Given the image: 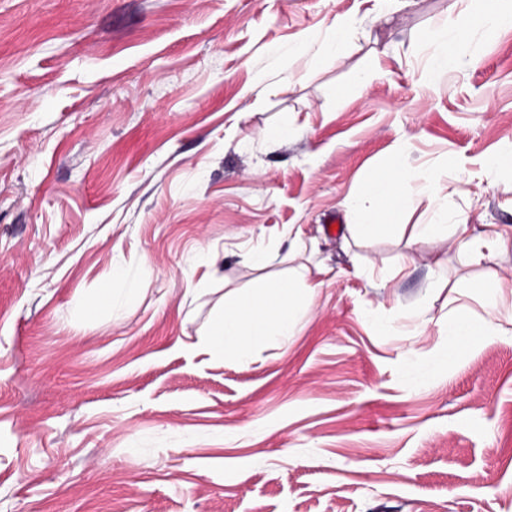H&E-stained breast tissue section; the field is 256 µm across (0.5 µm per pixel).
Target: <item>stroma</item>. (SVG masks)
Listing matches in <instances>:
<instances>
[{
	"label": "stroma",
	"instance_id": "obj_1",
	"mask_svg": "<svg viewBox=\"0 0 512 512\" xmlns=\"http://www.w3.org/2000/svg\"><path fill=\"white\" fill-rule=\"evenodd\" d=\"M453 2L0 0V512H512V333L445 359L479 284L512 316V248L450 231L512 234V30L424 83ZM395 157L412 204L354 240ZM257 246L324 283L211 353ZM454 231L458 236V246L460 253H468L470 256H481L482 247L494 249H505L508 245L512 246L511 238L505 237L501 232L496 229H489L486 231L485 237L479 239H467L465 233L467 227L465 224H454Z\"/></svg>",
	"mask_w": 512,
	"mask_h": 512
}]
</instances>
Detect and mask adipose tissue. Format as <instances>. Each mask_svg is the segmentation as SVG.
I'll return each mask as SVG.
<instances>
[{
	"label": "adipose tissue",
	"mask_w": 512,
	"mask_h": 512,
	"mask_svg": "<svg viewBox=\"0 0 512 512\" xmlns=\"http://www.w3.org/2000/svg\"><path fill=\"white\" fill-rule=\"evenodd\" d=\"M511 29L512 0H482V10L477 15L458 11L451 17L448 27L435 35L437 56L433 66L424 72V81H432L438 71L452 67L469 47L474 33L492 39L501 31ZM399 168V163L394 162L388 170L371 176L361 196L351 201V208L362 218L361 223L351 227L354 237L373 236L384 230L390 216L386 203H395L400 208L411 203L413 193L401 180ZM319 286L318 278L303 266L290 270L287 280L271 285L261 279L249 291L225 293L223 310L209 329L207 347L225 356L242 358L267 337L288 338L297 326L304 300ZM481 302L488 314L487 320H473L467 305L463 304L449 321V355L461 353L477 339L504 333L497 314L495 292L485 290Z\"/></svg>",
	"instance_id": "1"
}]
</instances>
